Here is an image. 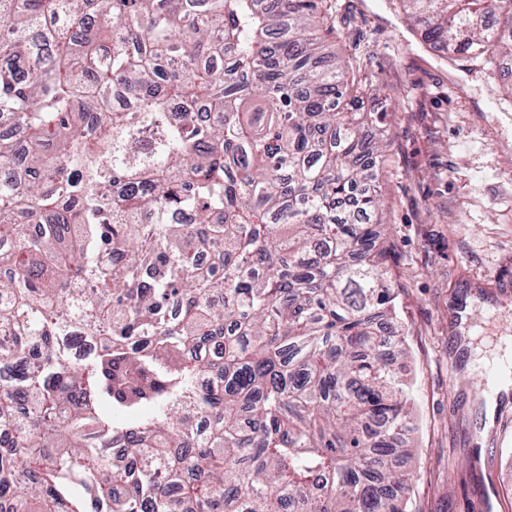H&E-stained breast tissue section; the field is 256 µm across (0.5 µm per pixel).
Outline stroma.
Listing matches in <instances>:
<instances>
[{
    "mask_svg": "<svg viewBox=\"0 0 512 512\" xmlns=\"http://www.w3.org/2000/svg\"><path fill=\"white\" fill-rule=\"evenodd\" d=\"M333 49L395 114L373 176L411 356L415 512H512V105L501 78L425 45L398 0H332Z\"/></svg>",
    "mask_w": 512,
    "mask_h": 512,
    "instance_id": "1",
    "label": "stroma"
}]
</instances>
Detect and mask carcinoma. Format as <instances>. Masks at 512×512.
<instances>
[{
    "label": "carcinoma",
    "instance_id": "1",
    "mask_svg": "<svg viewBox=\"0 0 512 512\" xmlns=\"http://www.w3.org/2000/svg\"><path fill=\"white\" fill-rule=\"evenodd\" d=\"M400 2L448 57L512 60V0ZM335 23L0 0V512H412L388 111Z\"/></svg>",
    "mask_w": 512,
    "mask_h": 512
}]
</instances>
